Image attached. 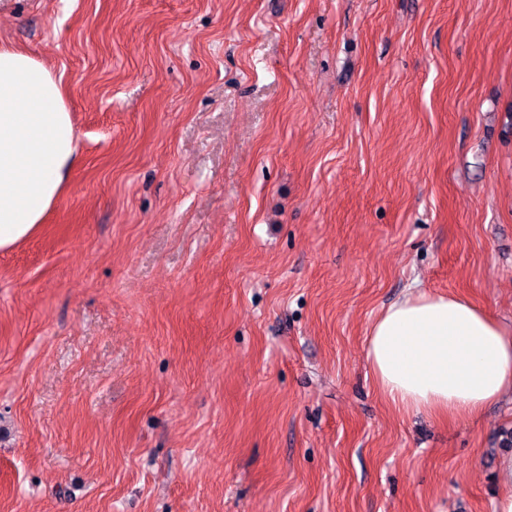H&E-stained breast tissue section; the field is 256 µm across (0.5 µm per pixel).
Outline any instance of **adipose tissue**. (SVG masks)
<instances>
[{
    "label": "adipose tissue",
    "mask_w": 512,
    "mask_h": 512,
    "mask_svg": "<svg viewBox=\"0 0 512 512\" xmlns=\"http://www.w3.org/2000/svg\"><path fill=\"white\" fill-rule=\"evenodd\" d=\"M76 152L62 81L0 44V250L33 237ZM365 359L397 411L452 423L512 394V326L457 294L407 293L372 322Z\"/></svg>",
    "instance_id": "1"
}]
</instances>
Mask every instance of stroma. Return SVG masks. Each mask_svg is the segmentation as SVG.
Here are the masks:
<instances>
[{"label": "stroma", "instance_id": "obj_1", "mask_svg": "<svg viewBox=\"0 0 512 512\" xmlns=\"http://www.w3.org/2000/svg\"><path fill=\"white\" fill-rule=\"evenodd\" d=\"M78 152L0 251V512H492L512 396L405 415L380 311L512 322V0H0Z\"/></svg>", "mask_w": 512, "mask_h": 512}]
</instances>
